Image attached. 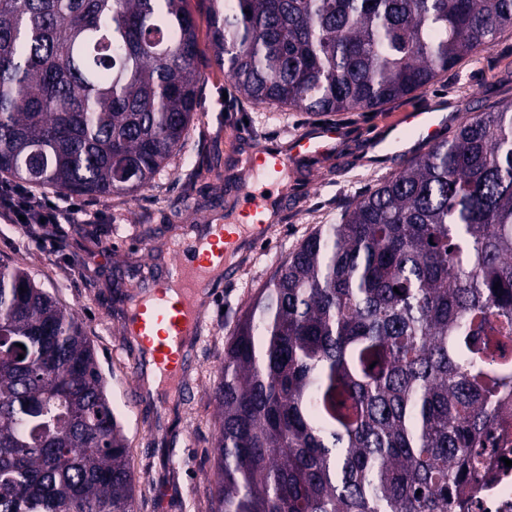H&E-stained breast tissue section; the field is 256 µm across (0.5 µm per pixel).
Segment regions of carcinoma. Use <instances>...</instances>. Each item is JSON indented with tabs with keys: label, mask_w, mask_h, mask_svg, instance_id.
<instances>
[{
	"label": "carcinoma",
	"mask_w": 512,
	"mask_h": 512,
	"mask_svg": "<svg viewBox=\"0 0 512 512\" xmlns=\"http://www.w3.org/2000/svg\"><path fill=\"white\" fill-rule=\"evenodd\" d=\"M206 2L236 92L313 115L407 98L512 31V0ZM199 53L188 0H0V177L149 185L193 121ZM214 399L211 512H461L512 399V98L288 255ZM128 448L83 324L0 263V512H134Z\"/></svg>",
	"instance_id": "1"
}]
</instances>
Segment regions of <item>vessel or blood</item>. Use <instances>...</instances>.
I'll return each mask as SVG.
<instances>
[{
  "label": "vessel or blood",
  "instance_id": "vessel-or-blood-1",
  "mask_svg": "<svg viewBox=\"0 0 512 512\" xmlns=\"http://www.w3.org/2000/svg\"><path fill=\"white\" fill-rule=\"evenodd\" d=\"M448 125V115L433 108H415L400 114L379 143L397 149L408 143H434ZM346 138L344 127L321 125L294 135L286 150L269 145L254 147L250 156L253 172L262 174L272 187H279L295 158H315L340 146ZM272 197L264 190H252L240 199V212L247 219L245 230L252 241L270 239L274 230L265 215ZM238 228L218 223L206 225L202 234L173 247L165 279L140 298L124 324L126 336L137 340L150 358L158 380L162 406H169L185 378V357L193 341L203 335L206 321L205 297L217 284L218 275L231 273V255L238 252Z\"/></svg>",
  "mask_w": 512,
  "mask_h": 512
}]
</instances>
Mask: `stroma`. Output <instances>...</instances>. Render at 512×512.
Wrapping results in <instances>:
<instances>
[{
    "label": "stroma",
    "mask_w": 512,
    "mask_h": 512,
    "mask_svg": "<svg viewBox=\"0 0 512 512\" xmlns=\"http://www.w3.org/2000/svg\"><path fill=\"white\" fill-rule=\"evenodd\" d=\"M199 34L200 96L189 133L152 183L131 195L83 197L95 224H63L54 248L22 236L0 216V262L20 261L46 291L75 310L95 346L107 393L130 442L136 512H210L216 430L212 392L220 379L224 345L248 302L279 263L318 225L331 224L402 165L372 158L369 138L399 113L428 99L452 104L450 128L488 105L512 98V37L449 70L434 86L373 113L345 112L349 137L332 155L293 165L289 193L262 244H247L231 277L210 303L208 327L187 353L188 382L177 402L160 410L143 386L140 351L123 325L137 295L134 282L159 278L173 242L208 221H240L241 185H256L242 159L251 146L281 144L315 125L299 109L247 102L215 65L208 44L204 0H188ZM110 257H103L104 248Z\"/></svg>",
    "instance_id": "35a3bbf8"
}]
</instances>
